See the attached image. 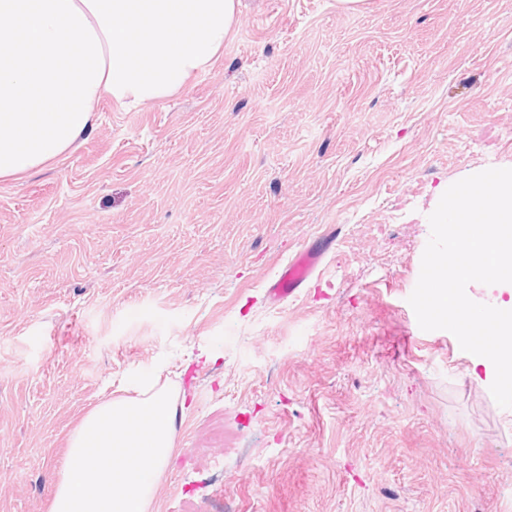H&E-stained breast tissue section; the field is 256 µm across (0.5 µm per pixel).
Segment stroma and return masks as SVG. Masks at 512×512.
<instances>
[{
	"mask_svg": "<svg viewBox=\"0 0 512 512\" xmlns=\"http://www.w3.org/2000/svg\"><path fill=\"white\" fill-rule=\"evenodd\" d=\"M94 119L0 180V512H49L148 370L180 418L153 512H512V408L408 302L442 194L512 168V0H240L186 89ZM325 253L326 249L323 247H308L280 267L266 287L268 300L273 303L280 302L299 288H304L312 280Z\"/></svg>",
	"mask_w": 512,
	"mask_h": 512,
	"instance_id": "stroma-1",
	"label": "stroma"
}]
</instances>
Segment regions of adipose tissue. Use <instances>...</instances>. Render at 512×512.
<instances>
[{
	"mask_svg": "<svg viewBox=\"0 0 512 512\" xmlns=\"http://www.w3.org/2000/svg\"><path fill=\"white\" fill-rule=\"evenodd\" d=\"M237 0H0V180L93 131L101 98L163 100L212 66Z\"/></svg>",
	"mask_w": 512,
	"mask_h": 512,
	"instance_id": "adipose-tissue-1",
	"label": "adipose tissue"
}]
</instances>
